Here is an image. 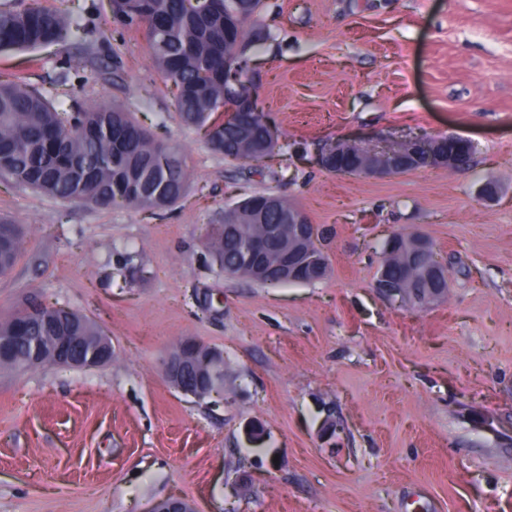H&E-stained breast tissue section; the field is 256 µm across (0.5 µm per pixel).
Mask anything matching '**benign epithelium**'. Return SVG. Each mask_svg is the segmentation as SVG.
<instances>
[{"label":"benign epithelium","instance_id":"1","mask_svg":"<svg viewBox=\"0 0 512 512\" xmlns=\"http://www.w3.org/2000/svg\"><path fill=\"white\" fill-rule=\"evenodd\" d=\"M258 111L254 90L245 96L244 108L236 114L240 127L253 124L251 113ZM473 154L472 143L456 135L385 136L368 144L350 140H332L326 151L317 156L324 169L339 175L386 176L433 166L460 168L469 163ZM248 210L264 218L269 210H276L279 223L262 225L259 236L245 235L239 241L238 261L250 268L266 283H308L322 279L326 273L323 250L316 243L314 225L295 206L281 210V199L271 194H256L245 200ZM276 239L284 251L277 260L269 258L265 242ZM432 250L423 236L413 238V249L405 248V240L391 236L386 240L375 288L384 298L401 306L426 308L441 299L439 288L411 294L400 276L406 261L427 257ZM74 310L67 307L54 309L42 305L27 307L12 322V335L0 336V360L8 356L7 346L12 341L33 339L46 344L54 364L84 370L100 367L112 361V339L103 332L94 336H35L30 332L41 324L56 325L71 319ZM224 365V353L203 341L187 338L179 341L174 350L162 359L166 380L179 391L198 399L224 392V382L213 381L215 367ZM150 512H196L187 501L176 497L154 506Z\"/></svg>","mask_w":512,"mask_h":512}]
</instances>
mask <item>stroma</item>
Segmentation results:
<instances>
[{
	"label": "stroma",
	"instance_id": "stroma-1",
	"mask_svg": "<svg viewBox=\"0 0 512 512\" xmlns=\"http://www.w3.org/2000/svg\"><path fill=\"white\" fill-rule=\"evenodd\" d=\"M103 64L64 85L53 45L0 53L66 104L118 103L180 152L168 209L84 208L0 179L25 224L0 318L29 301L77 309L112 339L90 370L0 369V512H512V0H266L260 107L271 161L231 164L183 127L175 88L108 0H68ZM121 77L110 80L111 70ZM453 134L460 169L386 177L321 168L330 139ZM265 190L324 232L328 272L269 286L204 262L208 225ZM434 245L448 296L409 311L374 281L399 230ZM138 267L110 272L118 254ZM186 337L224 352L223 398L163 377Z\"/></svg>",
	"mask_w": 512,
	"mask_h": 512
}]
</instances>
